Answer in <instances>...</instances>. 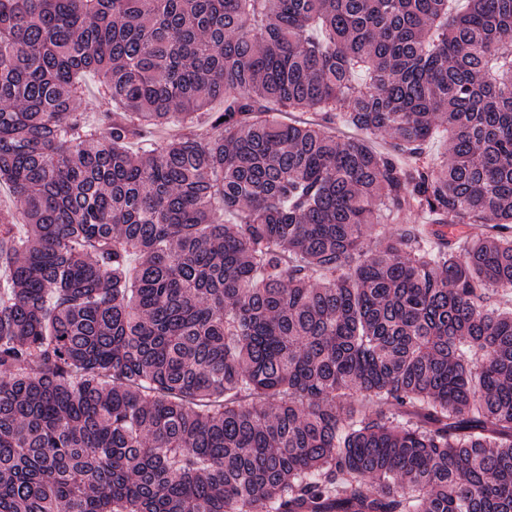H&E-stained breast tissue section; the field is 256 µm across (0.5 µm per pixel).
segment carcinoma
<instances>
[{"label":"carcinoma","mask_w":512,"mask_h":512,"mask_svg":"<svg viewBox=\"0 0 512 512\" xmlns=\"http://www.w3.org/2000/svg\"><path fill=\"white\" fill-rule=\"evenodd\" d=\"M2 185L0 512H512V0H0ZM97 80L98 77L93 75H89L86 78V96L79 105L80 110L88 112L96 118L112 111V102L110 100L100 98L95 95V85ZM425 222H427L426 219H420L417 216L412 215L408 224L379 223V226L372 228L366 233L365 245L368 249H372L375 247L377 240L383 235L397 234L400 232V229L404 227V225L409 227H419L421 224H425Z\"/></svg>","instance_id":"obj_1"}]
</instances>
